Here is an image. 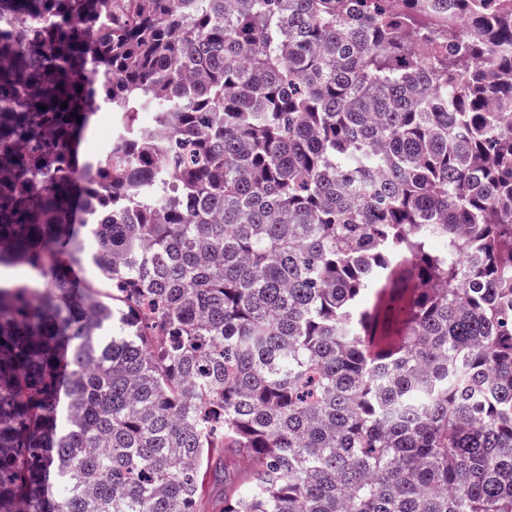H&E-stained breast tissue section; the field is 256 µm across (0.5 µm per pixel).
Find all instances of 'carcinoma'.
I'll use <instances>...</instances> for the list:
<instances>
[{
    "label": "carcinoma",
    "mask_w": 512,
    "mask_h": 512,
    "mask_svg": "<svg viewBox=\"0 0 512 512\" xmlns=\"http://www.w3.org/2000/svg\"><path fill=\"white\" fill-rule=\"evenodd\" d=\"M17 265L0 512H512V0H0ZM112 120L108 113L100 114L97 122L87 135L86 141L82 144L79 152L80 161H84L87 156H93L103 153L104 145L111 136Z\"/></svg>",
    "instance_id": "cac0c4a2"
}]
</instances>
